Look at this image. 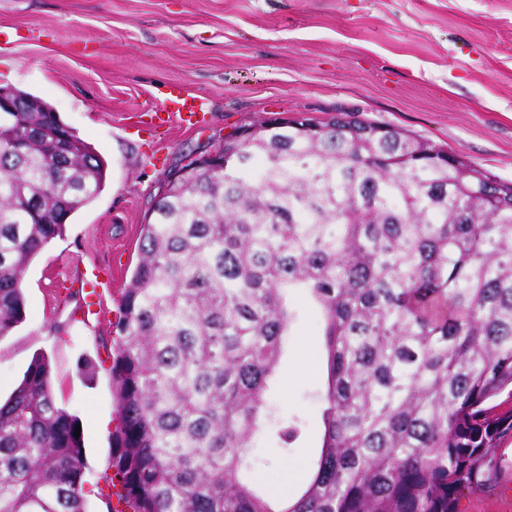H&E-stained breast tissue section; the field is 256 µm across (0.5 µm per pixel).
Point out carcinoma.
I'll return each instance as SVG.
<instances>
[{
    "label": "carcinoma",
    "instance_id": "1",
    "mask_svg": "<svg viewBox=\"0 0 512 512\" xmlns=\"http://www.w3.org/2000/svg\"><path fill=\"white\" fill-rule=\"evenodd\" d=\"M0 113V338L23 276L103 185L38 97ZM141 225L110 371L130 512H457L512 441V182L338 112L194 158ZM302 293L327 388L305 490L255 482L253 440ZM76 416L40 357L0 403V512H86Z\"/></svg>",
    "mask_w": 512,
    "mask_h": 512
}]
</instances>
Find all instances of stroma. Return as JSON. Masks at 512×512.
<instances>
[{
  "label": "stroma",
  "instance_id": "35a3bbf8",
  "mask_svg": "<svg viewBox=\"0 0 512 512\" xmlns=\"http://www.w3.org/2000/svg\"><path fill=\"white\" fill-rule=\"evenodd\" d=\"M0 29V86L48 103L105 162L100 194L29 265L25 318L0 337V398L42 355L58 405L78 419L86 512H108L112 325L144 219L185 156L286 111L321 122L344 111L512 181V0H0ZM172 90L202 116L160 123ZM91 268L109 283L101 321L81 310ZM296 307L269 404L276 422L304 428L288 454L274 426L253 450L261 484L293 496L320 452L327 382L320 313Z\"/></svg>",
  "mask_w": 512,
  "mask_h": 512
}]
</instances>
